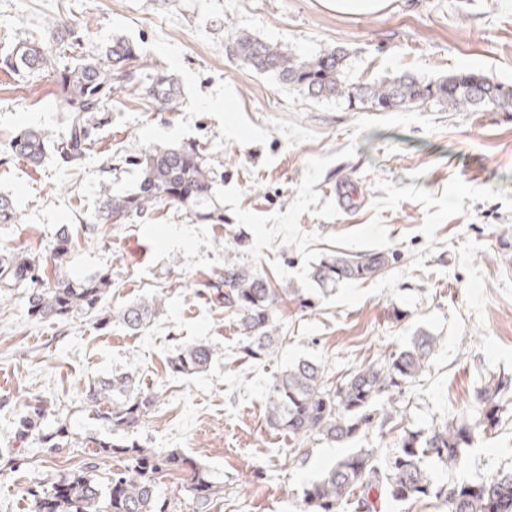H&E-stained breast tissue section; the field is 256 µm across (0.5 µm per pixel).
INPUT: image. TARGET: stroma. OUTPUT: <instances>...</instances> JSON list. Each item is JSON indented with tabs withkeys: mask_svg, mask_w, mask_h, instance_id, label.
<instances>
[{
	"mask_svg": "<svg viewBox=\"0 0 512 512\" xmlns=\"http://www.w3.org/2000/svg\"><path fill=\"white\" fill-rule=\"evenodd\" d=\"M82 31L81 55H97L112 38L136 43L148 66L171 75L180 90L173 112L148 110L132 89L112 100V123L98 149L69 170L54 155L32 166L0 165V194L20 219L0 224V251L49 257L61 225L76 245L72 276L112 270L108 306L162 296L160 314L141 333L118 322L97 328L90 316L35 321L24 292L0 299V449L18 448L20 465L0 475V512H31L33 479L54 481L82 469L96 440L111 431L84 405L90 385L133 370L158 401L134 434L145 448L176 449L221 483L212 512H301V489L333 460L313 441L304 459L289 453L285 433L269 428L265 397L272 377L301 359L319 363L332 384L356 367L405 346L416 331L437 336L429 369L394 401L396 431H426L469 406L490 377L512 376V211L499 200L465 202L437 230L438 249L423 269L424 207L405 201L382 218L390 243L378 276L334 290L301 291L279 309L285 337L277 355L254 363L237 353L241 336L231 312L200 288L222 268L238 225L192 223L164 207L143 224H93L100 189L131 190L138 175L103 173L106 153L137 155L152 143H205L224 184L242 190L241 206L286 212L309 159L332 156L315 189L351 199L337 217L303 214L299 226L323 235L358 229L372 217L377 186L391 182L442 193L452 178L473 187L512 191V112H454L438 105L378 112L334 98L314 99L275 76L255 72L224 46L246 33L297 57L344 47L346 76L370 83L407 73L434 81L474 71L512 86V0H387L383 10L347 15L329 0H0V53L29 37L49 38L51 21ZM52 74L22 79L0 71V146L26 127L63 136L67 114ZM355 147L352 157L341 150ZM406 310L403 321L392 308ZM209 341L216 355L198 375L171 373L177 346ZM36 397L51 402L47 425L64 424L70 443L54 451L37 439L15 441L18 414ZM451 472L431 467L434 481L479 480L512 468V411L481 435Z\"/></svg>",
	"mask_w": 512,
	"mask_h": 512,
	"instance_id": "35a3bbf8",
	"label": "stroma"
}]
</instances>
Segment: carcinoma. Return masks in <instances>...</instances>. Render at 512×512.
Masks as SVG:
<instances>
[{"label": "carcinoma", "mask_w": 512, "mask_h": 512, "mask_svg": "<svg viewBox=\"0 0 512 512\" xmlns=\"http://www.w3.org/2000/svg\"><path fill=\"white\" fill-rule=\"evenodd\" d=\"M60 34L56 47L31 37L0 55V70L12 75L34 76L51 72L56 76L59 106L68 113L67 130L54 142L47 132L28 127L14 136L3 152L10 158L39 163L48 150L58 162L72 166L93 150L101 130L112 124V95L117 88L133 86L150 109L173 112L179 104V89L170 76L151 71L141 61L138 47L121 37L112 40L97 56L75 59L58 68V59L77 54L83 36L69 21L51 23ZM234 56L259 73H270L308 96L367 102L379 111L402 106L436 103L454 111H495L501 95H512V87L473 71L451 72L435 81H421L408 74L385 75L372 83H357L345 75L347 52L334 48L311 57H296L287 51L246 34L230 39ZM204 145L154 144L139 155L110 154L103 172L123 166L140 171L136 187L122 194L103 189L95 224H130L150 220L168 205L185 212L194 224L224 223V206L214 197L224 175L207 161ZM18 220L14 201L0 195V224ZM246 238L237 233L224 254V268L200 284L210 301L237 316L241 333L240 353L261 360L278 353L284 336L278 307L295 289L277 284L239 260ZM75 241L61 229L50 261L31 254L0 253V289H27L28 313L39 320L69 321L98 314L101 324L113 320L127 329H146L162 308V299L152 297L119 309L105 307L112 288V271L73 279L59 275L48 281L51 265L60 270ZM389 264L384 252H335L313 266L312 277L321 288L370 279ZM438 338L425 330L416 332L409 344L383 359L356 368L340 384L326 383L320 365L300 360L275 375L266 394L268 425L288 434L294 451L305 443L323 440L338 448L357 440L375 421L392 419L388 410L392 397L401 394L429 368L438 350ZM214 347L206 341L181 346L170 357L168 368L176 374L206 371ZM512 394V377H493L474 393V411L447 420L427 432L405 431L398 435L392 453L380 458L377 451L361 448L339 459L318 479L302 488L303 512H381L390 502L418 503L432 498L444 512H512V469L480 481L437 483L426 462L433 460L450 472L465 464V450L480 436L495 430L507 412L506 398ZM157 395L140 388L131 373L113 375L88 388L84 403L112 429V440L95 442L101 455H120L123 469L112 473L103 487L93 476L91 461L50 485L31 487L32 512H167V501L159 491V479L192 472L186 491L193 512H211L220 486L211 474L172 449L156 452L142 448L127 435L134 432L156 404ZM51 406L37 400L19 415L15 436L23 443L36 438L53 450L63 447L67 431L43 428Z\"/></svg>", "instance_id": "1"}]
</instances>
